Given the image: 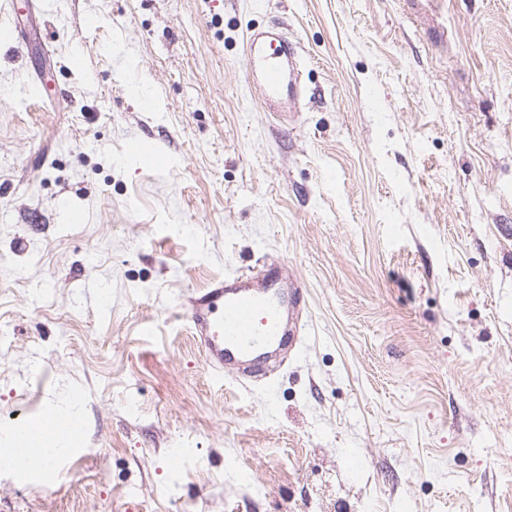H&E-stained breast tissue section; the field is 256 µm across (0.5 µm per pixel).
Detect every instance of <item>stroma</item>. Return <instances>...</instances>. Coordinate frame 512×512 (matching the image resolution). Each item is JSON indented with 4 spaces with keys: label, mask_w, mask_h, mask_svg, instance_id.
<instances>
[{
    "label": "stroma",
    "mask_w": 512,
    "mask_h": 512,
    "mask_svg": "<svg viewBox=\"0 0 512 512\" xmlns=\"http://www.w3.org/2000/svg\"><path fill=\"white\" fill-rule=\"evenodd\" d=\"M274 21L288 117L244 60ZM7 23L0 426L83 403L56 480L0 471V512H512V0H0ZM259 262L309 306L270 391L216 376L185 316ZM281 23L254 29L245 42L247 68L257 73L259 100L272 112H297L302 98L298 44L288 40ZM288 65V71L286 69Z\"/></svg>",
    "instance_id": "stroma-1"
}]
</instances>
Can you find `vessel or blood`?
Masks as SVG:
<instances>
[{
	"instance_id": "vessel-or-blood-1",
	"label": "vessel or blood",
	"mask_w": 512,
	"mask_h": 512,
	"mask_svg": "<svg viewBox=\"0 0 512 512\" xmlns=\"http://www.w3.org/2000/svg\"><path fill=\"white\" fill-rule=\"evenodd\" d=\"M299 57L297 43L288 40L281 24L248 34L246 66L256 72L255 93L270 111H297ZM307 312L303 284L289 280L284 264L228 274L189 296L186 307L206 364L254 382L268 380L271 365L298 349Z\"/></svg>"
}]
</instances>
